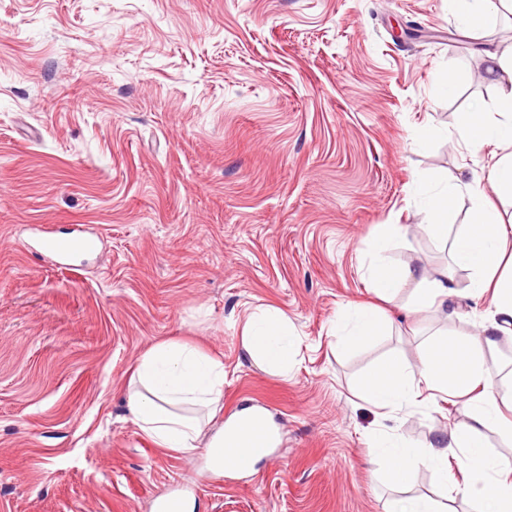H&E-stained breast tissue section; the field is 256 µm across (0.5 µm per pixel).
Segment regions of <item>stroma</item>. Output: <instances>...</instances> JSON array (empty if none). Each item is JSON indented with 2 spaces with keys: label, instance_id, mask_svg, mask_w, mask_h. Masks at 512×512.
I'll use <instances>...</instances> for the list:
<instances>
[{
  "label": "stroma",
  "instance_id": "1",
  "mask_svg": "<svg viewBox=\"0 0 512 512\" xmlns=\"http://www.w3.org/2000/svg\"><path fill=\"white\" fill-rule=\"evenodd\" d=\"M462 80L443 93L448 71ZM498 89L448 0H0V512H394L440 497L431 469L394 487L369 434L362 376L383 354L473 334L389 305L347 349L344 305L373 304L368 243L404 230L391 266L437 272L450 245L416 232L417 182L471 181L487 162L448 140ZM27 224L98 228L99 252L60 270ZM284 315L288 375L257 367L250 315ZM187 340L224 358V412L268 409L279 441L255 479L213 475L204 451L153 446L126 386L141 354ZM422 444L465 422L451 401L405 408Z\"/></svg>",
  "mask_w": 512,
  "mask_h": 512
}]
</instances>
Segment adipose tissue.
I'll list each match as a JSON object with an SVG mask.
<instances>
[{
    "instance_id": "adipose-tissue-1",
    "label": "adipose tissue",
    "mask_w": 512,
    "mask_h": 512,
    "mask_svg": "<svg viewBox=\"0 0 512 512\" xmlns=\"http://www.w3.org/2000/svg\"><path fill=\"white\" fill-rule=\"evenodd\" d=\"M454 22L472 38L500 9L512 0H448ZM486 73L499 90L495 113L475 108L458 113L451 135L467 151H481L495 144L483 176L466 189L472 201L471 219L456 236L448 234L451 189L418 190L427 222L421 233L437 240H451L454 266L469 270L467 290L456 288L448 272L431 275L406 266L394 270L387 254L402 228L380 225L371 244L369 276L381 301L404 297L409 315L441 313L457 315L463 301L490 299L491 309L478 331L465 340H441L419 349L415 363L398 357L381 360L362 381L366 401L378 410L382 421L371 433V446L388 479L410 487L419 467L448 474L449 456L461 462L469 482L483 505L482 512H512V466L492 456L482 431L494 428L512 438V386L497 387L485 363V350L495 348L503 336L512 335V277L497 272L512 249V227L504 224L500 209L512 206V50L494 46L484 51ZM386 327L379 307H348L335 334L341 347L357 346ZM247 356L265 371L287 373L298 347L287 320L277 311L263 310L246 322L240 339ZM462 401L467 420L440 437L416 446L397 432L396 414L416 404L423 390ZM127 403L139 430L156 447L190 456L199 449L226 445L224 421V363L199 348L180 341L159 342L138 359L128 385Z\"/></svg>"
}]
</instances>
